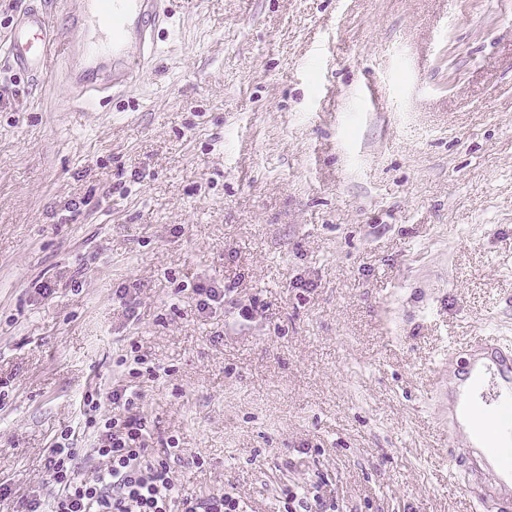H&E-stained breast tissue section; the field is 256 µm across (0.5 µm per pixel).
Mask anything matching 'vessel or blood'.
<instances>
[{"instance_id": "b4317fda", "label": "vessel or blood", "mask_w": 512, "mask_h": 512, "mask_svg": "<svg viewBox=\"0 0 512 512\" xmlns=\"http://www.w3.org/2000/svg\"><path fill=\"white\" fill-rule=\"evenodd\" d=\"M170 18L165 0H56L50 9L32 5L17 14L0 42V54L13 70L35 81L52 70L62 73L70 101L85 108L120 92L140 66L158 56L159 34ZM457 374L475 385L481 401L475 404L461 392L438 387L449 420L475 423L481 404L496 407V440L475 428L459 450L465 490L493 507L512 499V347L494 336L476 337Z\"/></svg>"}]
</instances>
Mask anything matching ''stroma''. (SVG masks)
Wrapping results in <instances>:
<instances>
[{"mask_svg":"<svg viewBox=\"0 0 512 512\" xmlns=\"http://www.w3.org/2000/svg\"><path fill=\"white\" fill-rule=\"evenodd\" d=\"M169 2L157 60L87 109L0 61V512L51 494L66 430L99 467L83 397L134 349L190 493L482 512L435 386L449 347L512 344V0ZM193 293L198 296L197 306L199 310H216L224 306V297L226 296V289L224 285H210L197 286L192 289Z\"/></svg>","mask_w":512,"mask_h":512,"instance_id":"obj_1","label":"stroma"}]
</instances>
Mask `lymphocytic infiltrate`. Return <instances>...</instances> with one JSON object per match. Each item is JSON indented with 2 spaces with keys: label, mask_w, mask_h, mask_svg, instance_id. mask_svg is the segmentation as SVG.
<instances>
[{
  "label": "lymphocytic infiltrate",
  "mask_w": 512,
  "mask_h": 512,
  "mask_svg": "<svg viewBox=\"0 0 512 512\" xmlns=\"http://www.w3.org/2000/svg\"><path fill=\"white\" fill-rule=\"evenodd\" d=\"M137 376L132 370L113 382L111 409H103L98 393L84 398V426L95 433L93 451L104 468L81 473L76 449L58 445L48 457L51 498L22 499L21 512H243L237 496L201 497L180 488L170 456L156 454L147 443Z\"/></svg>",
  "instance_id": "lymphocytic-infiltrate-1"
}]
</instances>
